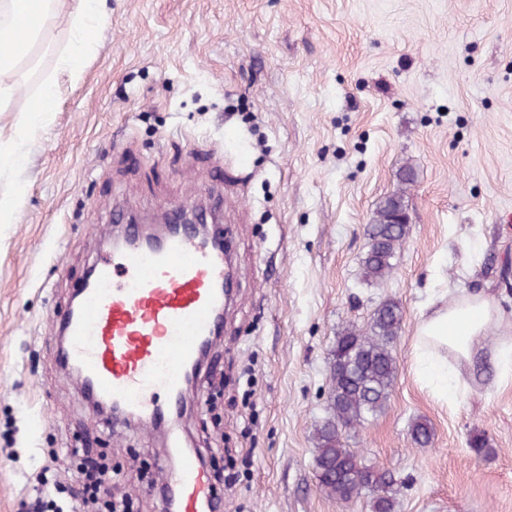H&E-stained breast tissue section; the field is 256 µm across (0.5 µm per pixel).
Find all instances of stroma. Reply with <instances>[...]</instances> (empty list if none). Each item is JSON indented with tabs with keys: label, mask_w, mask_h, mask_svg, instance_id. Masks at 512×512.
<instances>
[{
	"label": "stroma",
	"mask_w": 512,
	"mask_h": 512,
	"mask_svg": "<svg viewBox=\"0 0 512 512\" xmlns=\"http://www.w3.org/2000/svg\"><path fill=\"white\" fill-rule=\"evenodd\" d=\"M76 41L60 15L0 112V512L61 502L82 446L111 461L117 505L161 512L142 477L158 434L92 411L46 312L69 307L114 208L151 222L214 195L236 291L181 427L203 457L229 450L224 512H372L319 491L314 431L337 334L386 299L395 380L346 445L392 476L397 512H512V0H106L74 78L57 58ZM51 73L54 111H28ZM407 165L410 233L370 284L366 229ZM472 296L498 317L471 359L449 355L466 391L448 403L416 372L418 328Z\"/></svg>",
	"instance_id": "35a3bbf8"
}]
</instances>
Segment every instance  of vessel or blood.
I'll list each match as a JSON object with an SVG mask.
<instances>
[{
    "label": "vessel or blood",
    "mask_w": 512,
    "mask_h": 512,
    "mask_svg": "<svg viewBox=\"0 0 512 512\" xmlns=\"http://www.w3.org/2000/svg\"><path fill=\"white\" fill-rule=\"evenodd\" d=\"M230 283L224 243L177 224L148 248L137 225H126L123 242L94 263L78 307L57 317L53 359L92 404L163 423L187 372L216 340ZM179 446L178 434L169 433L167 451L177 457L176 471L162 482L169 508L221 512L199 456Z\"/></svg>",
    "instance_id": "b4317fda"
}]
</instances>
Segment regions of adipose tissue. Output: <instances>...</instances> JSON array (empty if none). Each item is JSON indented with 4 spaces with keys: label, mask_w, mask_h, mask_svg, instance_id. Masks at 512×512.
I'll use <instances>...</instances> for the list:
<instances>
[{
    "label": "adipose tissue",
    "mask_w": 512,
    "mask_h": 512,
    "mask_svg": "<svg viewBox=\"0 0 512 512\" xmlns=\"http://www.w3.org/2000/svg\"><path fill=\"white\" fill-rule=\"evenodd\" d=\"M63 0H0V107L12 95L15 86L3 79L14 69L18 60L15 45L18 40L34 44L48 29V22L57 15ZM29 17L25 36H18L17 21ZM494 312L491 303L483 298H465L424 315L418 329L417 364L432 392L449 401L459 391L458 383L449 377L448 369L438 351L447 347L462 357H469L473 342L483 335Z\"/></svg>",
    "instance_id": "adipose-tissue-1"
}]
</instances>
